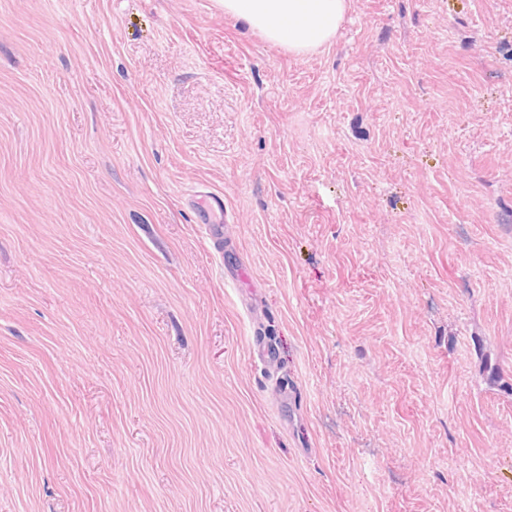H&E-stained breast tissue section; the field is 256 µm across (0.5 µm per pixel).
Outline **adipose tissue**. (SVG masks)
I'll list each match as a JSON object with an SVG mask.
<instances>
[{"label": "adipose tissue", "mask_w": 512, "mask_h": 512, "mask_svg": "<svg viewBox=\"0 0 512 512\" xmlns=\"http://www.w3.org/2000/svg\"><path fill=\"white\" fill-rule=\"evenodd\" d=\"M226 16L304 55L334 40L349 0H221Z\"/></svg>", "instance_id": "1"}]
</instances>
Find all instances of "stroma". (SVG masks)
Returning a JSON list of instances; mask_svg holds the SVG:
<instances>
[{
	"label": "stroma",
	"mask_w": 512,
	"mask_h": 512,
	"mask_svg": "<svg viewBox=\"0 0 512 512\" xmlns=\"http://www.w3.org/2000/svg\"><path fill=\"white\" fill-rule=\"evenodd\" d=\"M0 512H512V0H0ZM224 14L243 21L268 42L305 55L330 45L348 0H219ZM196 224H199L202 232L213 243L214 247L222 253V219H217V211L211 204L201 205L196 213Z\"/></svg>",
	"instance_id": "35a3bbf8"
}]
</instances>
